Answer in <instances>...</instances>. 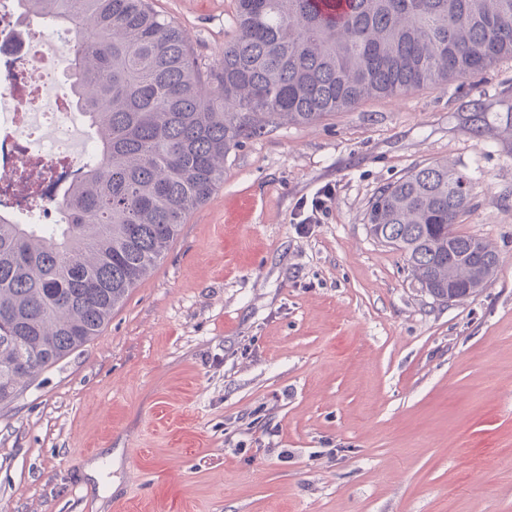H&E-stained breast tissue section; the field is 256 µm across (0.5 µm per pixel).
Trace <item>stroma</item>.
Wrapping results in <instances>:
<instances>
[{
    "label": "stroma",
    "mask_w": 512,
    "mask_h": 512,
    "mask_svg": "<svg viewBox=\"0 0 512 512\" xmlns=\"http://www.w3.org/2000/svg\"><path fill=\"white\" fill-rule=\"evenodd\" d=\"M152 5L201 67L236 34L235 0ZM436 161L499 253L450 305L365 222ZM0 512H512V59L232 150L99 334L0 403Z\"/></svg>",
    "instance_id": "35a3bbf8"
}]
</instances>
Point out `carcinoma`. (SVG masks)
<instances>
[{
    "label": "carcinoma",
    "instance_id": "obj_1",
    "mask_svg": "<svg viewBox=\"0 0 512 512\" xmlns=\"http://www.w3.org/2000/svg\"><path fill=\"white\" fill-rule=\"evenodd\" d=\"M71 32L69 91L96 153L47 232L0 212V402L96 336L224 181V158L282 120L312 124L374 96L512 58V0H235L236 35L207 73L151 0H20ZM471 176L436 162L388 184L370 234L448 302L478 292L490 243L459 233Z\"/></svg>",
    "mask_w": 512,
    "mask_h": 512
}]
</instances>
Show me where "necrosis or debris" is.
Returning <instances> with one entry per match:
<instances>
[{
	"label": "necrosis or debris",
	"instance_id": "4bbe7bcc",
	"mask_svg": "<svg viewBox=\"0 0 512 512\" xmlns=\"http://www.w3.org/2000/svg\"><path fill=\"white\" fill-rule=\"evenodd\" d=\"M71 35L0 0V186L25 224H56L60 200L80 174L93 141L72 150L76 111L55 71Z\"/></svg>",
	"mask_w": 512,
	"mask_h": 512
}]
</instances>
